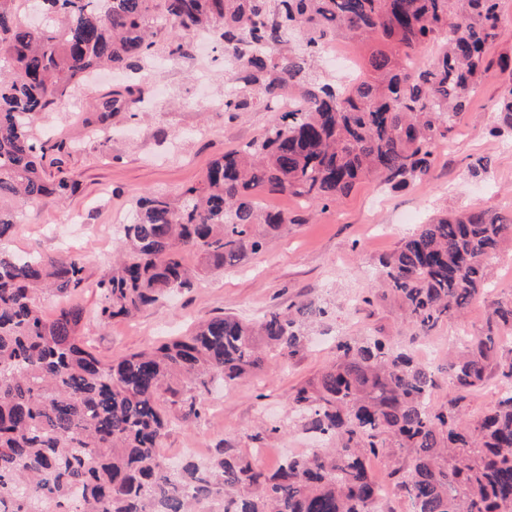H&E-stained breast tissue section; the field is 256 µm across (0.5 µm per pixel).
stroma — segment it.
<instances>
[{"mask_svg": "<svg viewBox=\"0 0 512 512\" xmlns=\"http://www.w3.org/2000/svg\"><path fill=\"white\" fill-rule=\"evenodd\" d=\"M146 80L156 87L136 118L117 112L100 120L102 94L135 81L127 70L105 71L98 83L69 92L43 115L42 126L72 149L62 165L76 184L67 201L45 197L29 204L16 227L12 247L19 252L55 255L72 250L84 255L86 282L71 300L85 310V341L103 360L145 350L197 324L228 313L257 319L311 298L326 303L329 314L310 332L311 341L297 356L270 355L262 370L239 384L196 386L191 394L202 407L199 419L173 424L162 441L167 459L214 456L223 445L253 455L269 449L264 466L276 458L321 448L291 410L290 395L319 375L336 357L339 339L369 334L418 349L416 330L398 302L385 296L376 268L379 256L394 250L417 224L443 212L483 209L512 213V138H493L488 130L501 97L512 80L492 67L462 114L448 151H435L429 174L393 187L372 177L360 182L328 209L287 195H266L265 206L296 216L294 224L268 236L262 251L229 269L203 266L186 253L201 278L191 290L172 294L129 319L102 325L96 320L97 284L112 274L113 259L124 243L112 222L129 218L138 197L154 191L178 194L197 183L208 165L224 152L261 136L277 111L258 102L238 116L220 107L227 80L219 43L196 49L192 58L151 65ZM488 161L472 175L476 160ZM512 294V241H505L490 286L458 320L440 323L430 337L439 350L432 368L437 385L432 398H448V378L440 369L456 350L458 332H474L486 322L490 305ZM370 304H362V297Z\"/></svg>", "mask_w": 512, "mask_h": 512, "instance_id": "35a3bbf8", "label": "stroma"}]
</instances>
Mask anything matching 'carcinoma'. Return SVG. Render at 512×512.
Listing matches in <instances>:
<instances>
[{
    "instance_id": "1",
    "label": "carcinoma",
    "mask_w": 512,
    "mask_h": 512,
    "mask_svg": "<svg viewBox=\"0 0 512 512\" xmlns=\"http://www.w3.org/2000/svg\"><path fill=\"white\" fill-rule=\"evenodd\" d=\"M42 27L0 0V512H196L220 499L223 512H378L370 467L400 456L390 488L413 512H512V386L496 406L464 417L467 394L494 372L512 380V297L494 303L486 327L448 357L451 391L436 405L435 372L377 336L344 340L321 374L297 388L292 412L329 448L270 471L235 448L208 461L171 465L157 449L170 420L200 416L191 385L231 384L264 365L265 352L295 356L326 315L321 302L274 310L257 321L214 317L149 351L102 361L81 336L84 311L63 305L44 316L45 290L78 292L85 259L68 251L17 255L18 203L68 198L58 176L70 145L33 135L68 89L104 68L140 72L157 54L151 22L178 33L167 58L192 57L193 39L218 33L228 71L269 103L291 106L263 135L214 160L176 196L138 199L123 234L130 251L99 281L98 318H130L190 290L199 252L215 269L263 248L295 218L269 210L263 194L328 205L362 180L402 186L426 175L433 149L453 135L482 74L512 77V57L489 50L502 32L500 0H40ZM377 37L396 53L372 56V75L343 85L313 74L321 46ZM439 47L427 68L411 62ZM146 83L100 99L101 120L143 103ZM251 98L224 99L244 112ZM512 132V88L493 136ZM512 217L485 210L445 215L379 258L387 291L427 336L460 318L484 289Z\"/></svg>"
}]
</instances>
